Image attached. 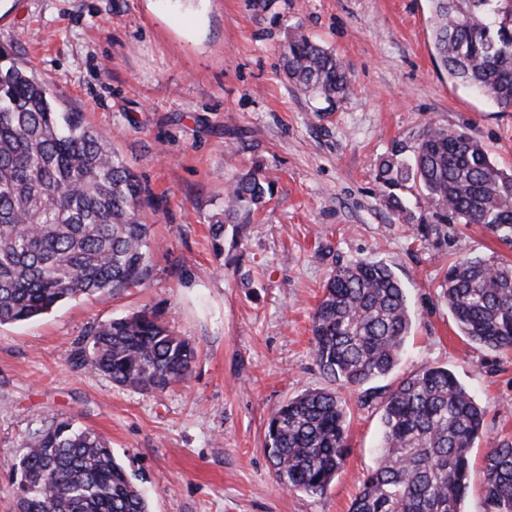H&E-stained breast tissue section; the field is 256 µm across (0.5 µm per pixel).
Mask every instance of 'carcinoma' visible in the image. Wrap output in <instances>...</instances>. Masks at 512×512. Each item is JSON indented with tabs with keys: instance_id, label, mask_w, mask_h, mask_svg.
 <instances>
[{
	"instance_id": "obj_1",
	"label": "carcinoma",
	"mask_w": 512,
	"mask_h": 512,
	"mask_svg": "<svg viewBox=\"0 0 512 512\" xmlns=\"http://www.w3.org/2000/svg\"><path fill=\"white\" fill-rule=\"evenodd\" d=\"M436 57L448 75L512 108V0H429ZM283 70L332 101L349 90L336 55L302 28L289 34ZM49 82L0 49V325L39 318L65 301L114 294L147 280L155 242L140 183L82 112L63 110ZM385 206L413 216L415 190L440 224H480L512 242V173L493 164L472 133L429 128L413 157L377 165ZM261 169L230 186L245 207L264 203ZM442 297L471 341L512 348V264L463 258L448 268ZM412 318L392 269L355 260L337 267L312 315L313 355L334 389L308 390L270 417L265 435L277 483L324 494L348 455L339 391L381 396L382 437L350 512H462L470 452L484 411L444 367L430 366L384 393L374 382L398 365ZM112 383L163 392L184 383L196 351L149 310L99 325L80 352ZM14 464L18 512H149L108 441L74 419L30 433ZM488 512H512V443L484 458Z\"/></svg>"
}]
</instances>
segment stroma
Returning <instances> with one entry per match:
<instances>
[{"mask_svg": "<svg viewBox=\"0 0 512 512\" xmlns=\"http://www.w3.org/2000/svg\"><path fill=\"white\" fill-rule=\"evenodd\" d=\"M333 50L350 78L341 101L300 91L280 67L291 27ZM0 47L44 76L60 106L85 114L137 174L157 247L149 278L44 317L0 326V512H16L11 467L55 419L105 438L150 512H349L376 462L378 402H348L344 467L321 495L283 489L265 453L271 415L330 383L312 354V315L337 266L382 262L413 316L394 386L448 368L484 409L463 512H486L482 462L512 442V350L459 332L440 296L457 259L512 261L479 224H438L415 196L414 220L383 204L375 170L412 156L431 127L476 134L512 170V109L501 110L438 62L427 0H0ZM266 204L222 219L227 188L253 168ZM149 309L197 348L188 381L159 393L112 384L79 352L99 324Z\"/></svg>", "mask_w": 512, "mask_h": 512, "instance_id": "obj_1", "label": "stroma"}]
</instances>
